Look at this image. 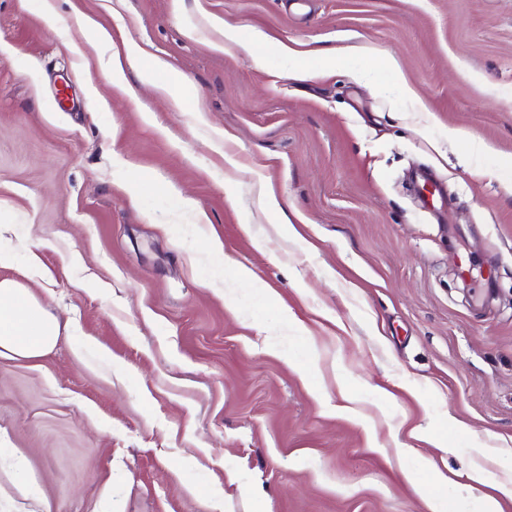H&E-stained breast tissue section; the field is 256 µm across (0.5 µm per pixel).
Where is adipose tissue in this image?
Here are the masks:
<instances>
[{
    "mask_svg": "<svg viewBox=\"0 0 512 512\" xmlns=\"http://www.w3.org/2000/svg\"><path fill=\"white\" fill-rule=\"evenodd\" d=\"M126 59L140 64L144 83L169 96L174 109H182V99L171 95L168 85L158 78L166 68L162 59L146 54L134 44L129 46ZM123 60L113 59L112 81H119L122 77ZM60 335L58 321L40 307L28 286L11 280L0 281L1 350L20 357H37L52 349Z\"/></svg>",
    "mask_w": 512,
    "mask_h": 512,
    "instance_id": "obj_1",
    "label": "adipose tissue"
}]
</instances>
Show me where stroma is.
<instances>
[{
	"instance_id": "obj_1",
	"label": "stroma",
	"mask_w": 512,
	"mask_h": 512,
	"mask_svg": "<svg viewBox=\"0 0 512 512\" xmlns=\"http://www.w3.org/2000/svg\"><path fill=\"white\" fill-rule=\"evenodd\" d=\"M51 2L0 0V280L61 328L0 354V512H430L433 472L512 484V0ZM129 41L182 110L109 80ZM353 44L368 83L307 55ZM224 40L226 44L241 45L252 50V58L257 66H264L266 57L261 51V47L266 43L264 35L256 30H248L246 33L240 29L225 28ZM384 63L386 65V67L391 71L397 84H399L401 86L405 97L407 99L413 101L417 105L418 112L426 111V109H427L426 106L419 98L415 89L407 82V80H406L405 76L403 75L397 62L391 57H386L384 59Z\"/></svg>"
}]
</instances>
